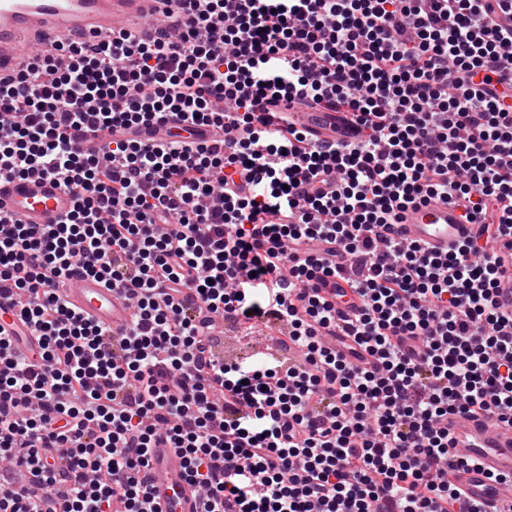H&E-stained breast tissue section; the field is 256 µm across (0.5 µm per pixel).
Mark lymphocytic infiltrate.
I'll list each match as a JSON object with an SVG mask.
<instances>
[{
  "label": "lymphocytic infiltrate",
  "instance_id": "lymphocytic-infiltrate-1",
  "mask_svg": "<svg viewBox=\"0 0 512 512\" xmlns=\"http://www.w3.org/2000/svg\"><path fill=\"white\" fill-rule=\"evenodd\" d=\"M175 2L151 39L60 40L0 77V178L77 198L0 237V296L35 332L0 335V512H147L159 446L203 512H481L448 480L474 464L450 423L512 430V84L474 82L512 0ZM323 102L354 141L290 121ZM173 117L220 137L125 135ZM84 130L114 132L108 156ZM433 198L480 227L444 258L391 234ZM83 261L133 306L119 350L59 294ZM342 277L362 305L341 323ZM219 317L279 318L303 364L224 363Z\"/></svg>",
  "mask_w": 512,
  "mask_h": 512
}]
</instances>
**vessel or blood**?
<instances>
[{
    "label": "vessel or blood",
    "instance_id": "vessel-or-blood-1",
    "mask_svg": "<svg viewBox=\"0 0 512 512\" xmlns=\"http://www.w3.org/2000/svg\"><path fill=\"white\" fill-rule=\"evenodd\" d=\"M164 0H0V75L23 69L28 55L26 43L58 36L107 38L126 30L150 38L151 8ZM300 121L323 144L335 143L338 122L335 113L323 108L308 109ZM74 194L44 174L0 179V216L8 222L53 224L73 207ZM460 206L432 199L409 205L401 211L394 227L397 240H414L444 256L476 234L465 222ZM69 307L112 333L125 328L131 309L119 290L102 279L72 271L63 288ZM0 328L17 336L29 335L16 310L0 299ZM459 451L480 457L486 465L512 473V432L490 425L465 422L455 426ZM184 460L171 448L151 451V512H200L199 497L183 477ZM449 479L475 499L486 502L485 512H503L512 503V484L489 482L482 473L463 468L450 470Z\"/></svg>",
    "mask_w": 512,
    "mask_h": 512
}]
</instances>
